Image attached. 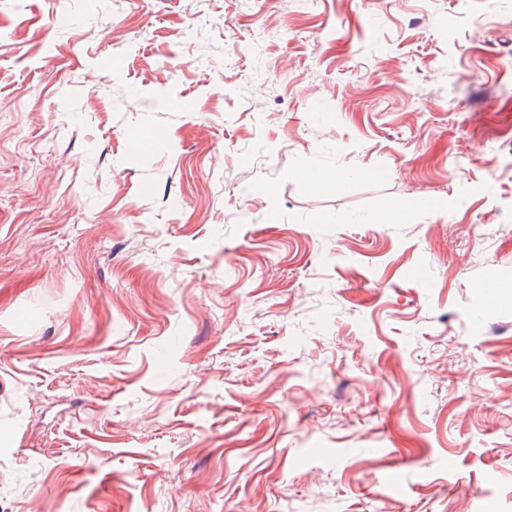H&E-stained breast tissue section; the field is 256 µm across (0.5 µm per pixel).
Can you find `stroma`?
<instances>
[{
    "label": "stroma",
    "instance_id": "obj_1",
    "mask_svg": "<svg viewBox=\"0 0 512 512\" xmlns=\"http://www.w3.org/2000/svg\"><path fill=\"white\" fill-rule=\"evenodd\" d=\"M0 512H512V0H0Z\"/></svg>",
    "mask_w": 512,
    "mask_h": 512
}]
</instances>
